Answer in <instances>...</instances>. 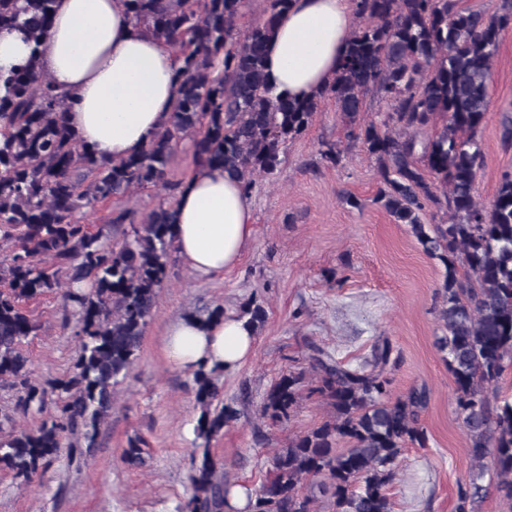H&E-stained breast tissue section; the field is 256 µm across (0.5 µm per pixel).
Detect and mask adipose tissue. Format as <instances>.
<instances>
[{
	"label": "adipose tissue",
	"instance_id": "ef3b65f1",
	"mask_svg": "<svg viewBox=\"0 0 512 512\" xmlns=\"http://www.w3.org/2000/svg\"><path fill=\"white\" fill-rule=\"evenodd\" d=\"M356 28L352 0H293L266 48L275 93L312 98L334 76ZM61 92L67 120L98 157L141 152L171 117L180 61L129 15L124 0H56L47 34L32 46L17 29L0 30V71L29 59ZM254 236L253 202L220 167L194 173L176 204L175 246L190 272L210 279L232 270ZM255 336L235 314L203 323L187 315L166 340L170 363L231 372L249 358Z\"/></svg>",
	"mask_w": 512,
	"mask_h": 512
}]
</instances>
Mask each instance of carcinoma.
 Returning a JSON list of instances; mask_svg holds the SVG:
<instances>
[{
  "instance_id": "carcinoma-1",
  "label": "carcinoma",
  "mask_w": 512,
  "mask_h": 512,
  "mask_svg": "<svg viewBox=\"0 0 512 512\" xmlns=\"http://www.w3.org/2000/svg\"><path fill=\"white\" fill-rule=\"evenodd\" d=\"M262 2L261 17L241 37L244 0H125L133 20L175 46L182 61L169 121L125 159L101 161L81 142L68 124L65 97L34 62L0 73V392L15 400L0 404V434L14 427L18 412L46 415L36 428L0 438V469L29 484L62 449L72 456L95 447L167 275L176 199L160 201L129 231L122 228L128 215L117 212L108 217L110 234L92 232L82 209L107 208L112 198L149 185L169 188L167 164L185 140L195 170L222 167L249 192L257 175L278 168L282 149L330 97L350 126L347 145L361 144L379 164L376 201L447 267L438 289L445 329L439 350L472 458L456 512H476L487 491V458L498 489L512 498V396L492 404L512 359V173L502 175L489 204L476 191L477 132L491 105L499 36L512 27V0H501L492 18L459 0H353L357 27L340 67L306 100L274 94L265 72L266 44L293 0ZM53 4L0 0V29H19L37 45ZM370 95L391 105L380 128L362 117ZM431 205L446 219L427 229L421 214ZM54 290L62 291L64 318L75 316L77 358L65 377L37 384L22 343L40 325L26 305ZM236 317L256 332L265 310L252 302ZM392 355L385 341L373 364L352 366L315 349L308 395L325 400L333 416L275 449L270 476L249 495L247 512H316L317 499L302 491L310 478L334 512H393L388 490L399 458L410 445L426 446L419 412L427 396L413 390L391 397ZM216 371H193L200 410L194 445L203 452L179 512H224L233 488L224 463L209 453L211 440L238 417L214 381ZM303 377L286 374L268 389L264 419H290ZM142 445L139 437L129 439L124 459L144 464L149 452Z\"/></svg>"
}]
</instances>
